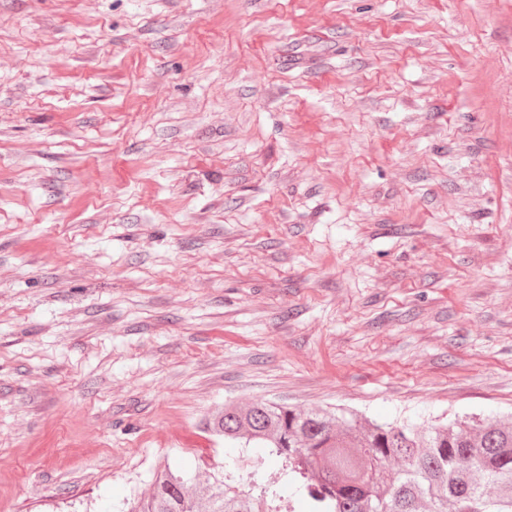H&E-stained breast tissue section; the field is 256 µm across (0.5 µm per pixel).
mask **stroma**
<instances>
[{
  "instance_id": "obj_1",
  "label": "stroma",
  "mask_w": 512,
  "mask_h": 512,
  "mask_svg": "<svg viewBox=\"0 0 512 512\" xmlns=\"http://www.w3.org/2000/svg\"><path fill=\"white\" fill-rule=\"evenodd\" d=\"M255 399L512 416V0H0V512Z\"/></svg>"
}]
</instances>
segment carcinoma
Returning a JSON list of instances; mask_svg holds the SVG:
<instances>
[{
  "mask_svg": "<svg viewBox=\"0 0 512 512\" xmlns=\"http://www.w3.org/2000/svg\"><path fill=\"white\" fill-rule=\"evenodd\" d=\"M210 429L276 457L287 480L265 481L262 456L252 460L258 496L238 490L227 473L200 483L164 466L127 512H278L270 502L287 491L306 499L311 512H512L507 418L378 424L254 400L224 406Z\"/></svg>",
  "mask_w": 512,
  "mask_h": 512,
  "instance_id": "carcinoma-1",
  "label": "carcinoma"
}]
</instances>
